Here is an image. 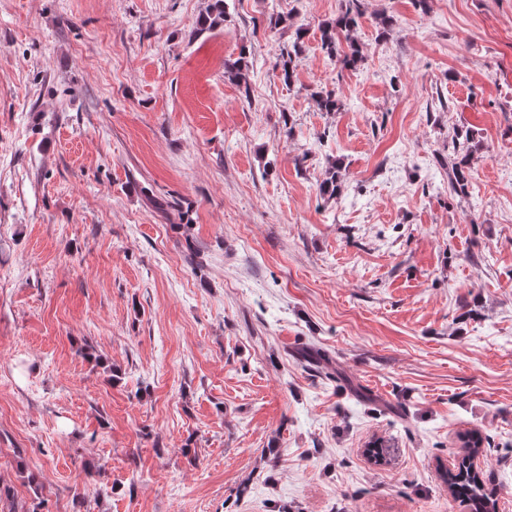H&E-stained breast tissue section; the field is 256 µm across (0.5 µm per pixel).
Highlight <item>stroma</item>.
Returning <instances> with one entry per match:
<instances>
[{
    "mask_svg": "<svg viewBox=\"0 0 512 512\" xmlns=\"http://www.w3.org/2000/svg\"><path fill=\"white\" fill-rule=\"evenodd\" d=\"M210 2L0 0V512H512V0ZM345 8L321 29L322 48L342 68H355L363 59L360 45L350 38L362 17V0H346ZM344 40L345 44H343ZM296 38L291 47H288L286 53L282 54V63H281V77L284 83H291L294 77V58L298 57L302 50V38L303 31L297 29L295 32ZM470 134L469 129L456 131L455 138L458 142L460 157L457 162L452 164L451 170L448 172L451 190L460 197H466L468 195L467 189L470 178V151L468 143L471 140ZM483 440L478 435H471L465 443L467 456L453 470L446 471L444 481L448 483V491L466 505L472 512H495L497 502L496 488H488L480 474L472 469L468 462L471 456L479 454Z\"/></svg>",
    "mask_w": 512,
    "mask_h": 512,
    "instance_id": "obj_1",
    "label": "stroma"
}]
</instances>
